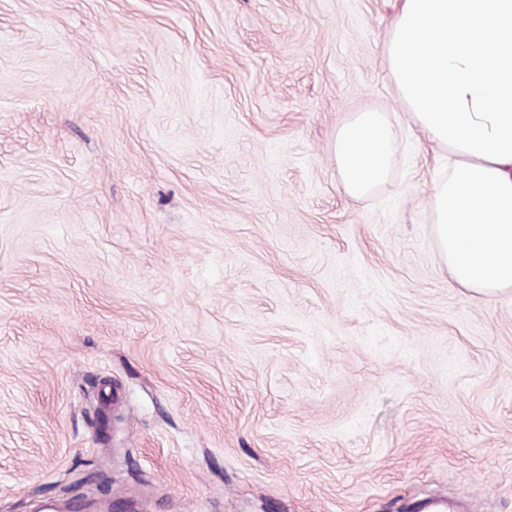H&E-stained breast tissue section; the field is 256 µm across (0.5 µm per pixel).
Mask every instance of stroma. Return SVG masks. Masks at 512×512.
I'll use <instances>...</instances> for the list:
<instances>
[{
    "mask_svg": "<svg viewBox=\"0 0 512 512\" xmlns=\"http://www.w3.org/2000/svg\"><path fill=\"white\" fill-rule=\"evenodd\" d=\"M395 0H0V512H512V292L452 284ZM387 182L336 170L351 113ZM395 124L386 112H354L336 130L334 158L346 192L364 197L390 175Z\"/></svg>",
    "mask_w": 512,
    "mask_h": 512,
    "instance_id": "35a3bbf8",
    "label": "stroma"
}]
</instances>
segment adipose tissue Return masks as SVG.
<instances>
[{"instance_id": "ef3b65f1", "label": "adipose tissue", "mask_w": 512, "mask_h": 512, "mask_svg": "<svg viewBox=\"0 0 512 512\" xmlns=\"http://www.w3.org/2000/svg\"><path fill=\"white\" fill-rule=\"evenodd\" d=\"M384 56L414 122L448 152L430 208L452 281L512 292V0H399ZM384 112H355L336 130L346 192L384 184L395 150Z\"/></svg>"}]
</instances>
